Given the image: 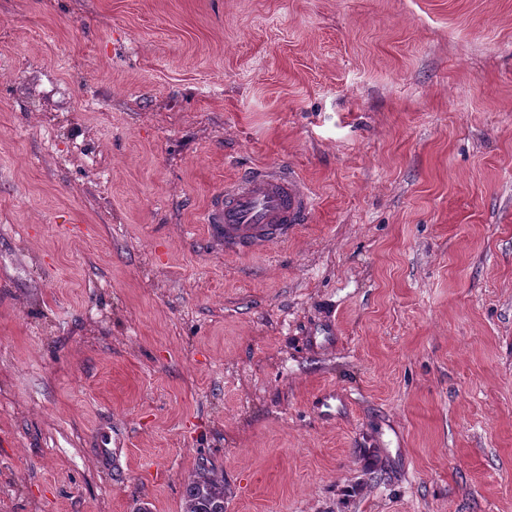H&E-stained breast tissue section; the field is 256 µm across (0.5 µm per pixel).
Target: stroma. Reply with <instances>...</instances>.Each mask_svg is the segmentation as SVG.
I'll return each mask as SVG.
<instances>
[{
  "instance_id": "stroma-1",
  "label": "stroma",
  "mask_w": 512,
  "mask_h": 512,
  "mask_svg": "<svg viewBox=\"0 0 512 512\" xmlns=\"http://www.w3.org/2000/svg\"><path fill=\"white\" fill-rule=\"evenodd\" d=\"M285 165L236 254L198 213ZM512 512V0H0V512ZM315 207L310 188L294 171L258 166L225 184L198 222L224 239L225 250L250 253L288 238V233L307 223ZM184 512H224V476L198 468L185 485Z\"/></svg>"
}]
</instances>
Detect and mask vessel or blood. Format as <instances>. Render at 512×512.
I'll list each match as a JSON object with an SVG mask.
<instances>
[{"label":"vessel or blood","mask_w":512,"mask_h":512,"mask_svg":"<svg viewBox=\"0 0 512 512\" xmlns=\"http://www.w3.org/2000/svg\"><path fill=\"white\" fill-rule=\"evenodd\" d=\"M315 207L310 188L294 171L259 166L225 184L199 221L223 239L225 250L250 253L286 239L307 223Z\"/></svg>","instance_id":"1"}]
</instances>
